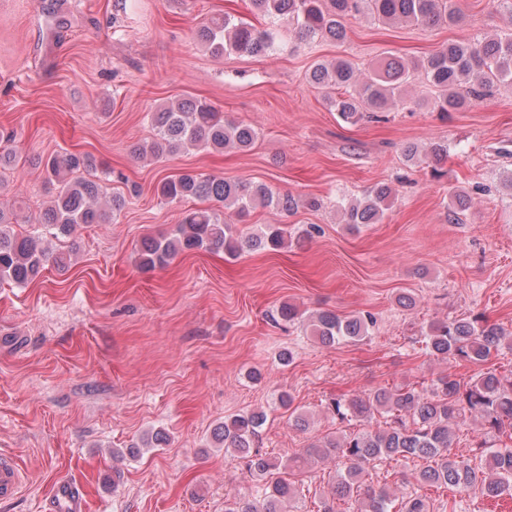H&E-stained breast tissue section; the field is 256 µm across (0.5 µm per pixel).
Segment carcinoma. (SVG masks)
<instances>
[{
    "instance_id": "obj_1",
    "label": "carcinoma",
    "mask_w": 512,
    "mask_h": 512,
    "mask_svg": "<svg viewBox=\"0 0 512 512\" xmlns=\"http://www.w3.org/2000/svg\"><path fill=\"white\" fill-rule=\"evenodd\" d=\"M253 8L273 19H285L294 26L298 39L347 37L344 19L368 12L383 22L437 24L457 23L459 9L449 0H251ZM197 41L212 54L229 51L266 56L274 49L271 30H258L228 15H214L195 32ZM423 78L439 90L433 110L446 117L472 102L492 94L502 84H512V35L484 38L477 42H451L423 60L407 61L397 56L379 60L367 79L359 81L351 62L338 58L318 63L310 81L333 92L330 105L339 118L356 124L365 115L384 112L411 79ZM148 119L156 138L135 148L142 158L177 155L188 148L212 152L227 149L245 151L257 138L255 129L224 117L213 105L195 97L180 98L150 113ZM411 162L431 158L437 162L448 154V146L435 142L426 152L409 143L403 148ZM93 168L92 160L81 154L64 153L44 162L48 182L56 194L38 223L47 224L60 235L71 234L78 224H101L106 209L116 213L124 198L107 194L94 175H82ZM157 196L167 202L197 199L212 206L189 209L175 229L159 237L142 240L138 260L144 268L165 265L185 251H224L236 258L245 251H277L288 242V229L268 225L258 231L236 229L219 214L246 216L257 206L282 211L292 201L263 183L228 180L222 176L184 171L164 178L156 187ZM393 193L388 184H377L364 196L341 206L346 224H376L386 201ZM17 223L15 214L0 207V282L24 286L34 280L48 263L67 264L68 255L45 247L33 236H20L7 225ZM375 325L371 315L340 317L332 311L317 313L310 320L311 332L321 344L362 341ZM512 342L504 329L482 316L438 321L425 336L426 347L437 358L457 363L482 364L503 342ZM336 419L356 422L355 429L340 436L313 442L289 459L288 468L303 470L314 460H339L343 470L335 486L336 498L347 503L348 512H433L427 487L472 492L483 498L512 497V369L488 370L468 382L451 375L438 378L430 392L414 386L394 391L378 389L366 396L332 400ZM385 419V428L372 429L376 417ZM472 416L482 419L486 433L502 441L499 448L482 439L467 454H451L453 427ZM267 421L263 410L224 418L214 430L215 441L224 453L244 461L250 476L263 483L262 506L245 498L224 501V512H290L287 504L295 487L280 475L279 464L254 448V441ZM417 457L424 466L417 472L414 493L402 499L388 487L375 489L367 476L386 460Z\"/></svg>"
}]
</instances>
